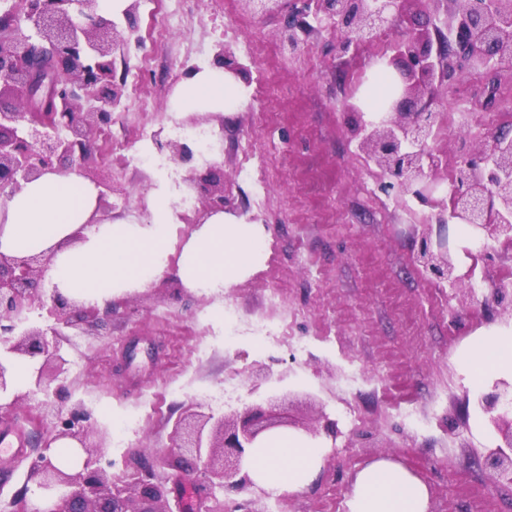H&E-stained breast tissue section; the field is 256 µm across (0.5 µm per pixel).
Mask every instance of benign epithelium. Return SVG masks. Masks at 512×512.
I'll use <instances>...</instances> for the list:
<instances>
[{
    "mask_svg": "<svg viewBox=\"0 0 512 512\" xmlns=\"http://www.w3.org/2000/svg\"><path fill=\"white\" fill-rule=\"evenodd\" d=\"M253 13L274 15L283 11L284 0H246ZM314 16L326 26L343 32L342 54L377 38L403 13L407 0H314ZM448 36L432 40L424 31L396 40L392 54L380 55L377 65L388 73L393 92L367 120L361 148L367 159L382 169L392 183L424 204H442L437 223L461 224L481 241L503 240L512 246V137L491 136L488 147L457 162L449 201L434 178L437 157L429 149L433 138L430 101L436 86L466 73L492 70L512 61V0H448ZM25 20L41 42L19 33ZM288 43L298 33L313 30L304 13L284 17ZM140 38L131 29L124 33L99 14V0H20L18 7L0 14V100L14 99L17 106L0 107V194L9 198L22 183L46 172L86 175L95 156L97 134L112 123L121 104L123 84L115 82V58H126L131 44ZM224 71L237 74L241 67L231 45L224 43L217 55ZM67 162L62 166L61 162ZM211 174L199 177L190 170L183 181L209 195L208 207L224 209V194H213L219 182ZM52 255L41 253L12 257L0 253V396L14 391L10 370L18 359L42 357L36 370L35 391H46V366L64 372L66 360L59 345L47 335H61L53 328H21L24 312L33 304L49 317L71 326L73 305L58 289L45 294L41 281ZM419 260L431 275L455 281V265L447 246L421 242ZM490 429L502 444L489 451L495 467L512 470V380L498 379L477 396ZM87 417L74 414L53 426L51 437L33 461L30 474L49 494V506L22 512H131L129 499L112 487L105 469L97 466L86 444ZM256 404L241 413L213 419L192 417L177 423L175 432L184 439L204 469L219 479L222 488L252 483L248 473L251 450L262 434L288 427ZM70 439L86 458L82 468L64 472L52 453V443ZM142 499L165 500V489L145 481Z\"/></svg>",
    "mask_w": 512,
    "mask_h": 512,
    "instance_id": "7a95c632",
    "label": "benign epithelium"
}]
</instances>
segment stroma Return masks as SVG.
<instances>
[{"instance_id": "35a3bbf8", "label": "stroma", "mask_w": 512, "mask_h": 512, "mask_svg": "<svg viewBox=\"0 0 512 512\" xmlns=\"http://www.w3.org/2000/svg\"><path fill=\"white\" fill-rule=\"evenodd\" d=\"M186 11L161 44L146 41L116 61L122 79L151 58L142 92L152 107L112 130L134 161L93 165L88 174L111 179L116 217L146 221L159 182L182 198L185 167L168 146V102L183 65L213 61L216 44L231 43L244 101L206 127L219 133L224 210L263 226L267 260L221 294L184 288L167 273L113 297L111 320L65 328L66 371L48 394L0 412V512L37 506L35 436L76 409L88 413L89 442L103 444L100 460L125 496L153 475L171 510L348 512L358 471L388 458L426 483L430 512H512V475L485 463L500 438L459 359L473 334L512 328V246L492 241L478 250L464 227L422 224L429 207L384 191V176L358 150L357 113L341 108L362 96L374 61L413 24H444V0H407L400 21L345 56L340 33L329 30L289 48L281 18L252 16L244 0H186ZM491 87L496 102L488 107ZM431 108L435 176L447 186L459 158L483 148L488 134L512 135V66L439 87ZM461 112L473 118L462 132ZM145 128L160 138H141ZM145 154L153 163H139ZM425 236L447 240L457 287L418 262ZM394 385L412 396L405 410L387 399ZM226 390L231 400H222ZM262 402L302 426L324 416L336 423L335 434L317 433L321 465L302 491L211 485L173 433L187 415L218 417Z\"/></svg>"}]
</instances>
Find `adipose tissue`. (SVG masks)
Returning a JSON list of instances; mask_svg holds the SVG:
<instances>
[{
    "label": "adipose tissue",
    "instance_id": "adipose-tissue-1",
    "mask_svg": "<svg viewBox=\"0 0 512 512\" xmlns=\"http://www.w3.org/2000/svg\"><path fill=\"white\" fill-rule=\"evenodd\" d=\"M242 98L234 76L214 66L175 88L169 108L221 112ZM97 207L93 183L75 173L42 174L0 204V252L29 256L54 250L52 282L63 295L88 305L143 288L171 269L187 288L222 292L250 277L267 259L262 228L221 211L192 232L181 249H174L180 209L162 190L155 194L149 223L114 218L73 241ZM460 358L475 381L512 376V333H479ZM321 456L317 441L276 431L257 442L252 479L275 493L297 492L313 481ZM347 506L348 512H429V491L404 465L380 459L360 470Z\"/></svg>",
    "mask_w": 512,
    "mask_h": 512
}]
</instances>
